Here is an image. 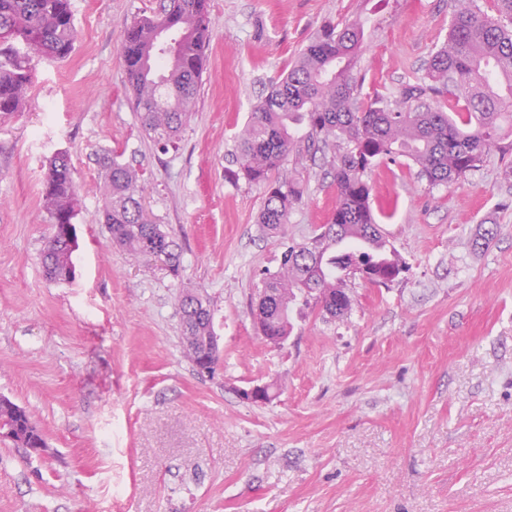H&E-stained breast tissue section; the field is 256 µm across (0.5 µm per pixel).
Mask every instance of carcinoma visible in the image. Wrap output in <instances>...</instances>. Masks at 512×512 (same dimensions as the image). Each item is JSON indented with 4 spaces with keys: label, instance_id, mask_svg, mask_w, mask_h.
I'll return each mask as SVG.
<instances>
[{
    "label": "carcinoma",
    "instance_id": "obj_1",
    "mask_svg": "<svg viewBox=\"0 0 512 512\" xmlns=\"http://www.w3.org/2000/svg\"><path fill=\"white\" fill-rule=\"evenodd\" d=\"M498 15L479 11L474 0H459L446 41L432 54L424 80L397 96L367 97L357 79L369 18L327 23L298 59L253 108L237 140V175L263 190L257 221L280 231L302 202L304 182L288 172L290 157L331 153L336 207L329 222L304 243L285 247L279 268L263 272L261 287L275 292L277 305L293 313L298 299L314 303L332 318L351 306L346 278L358 270L367 281L389 287L404 266L384 237L371 207L369 177L385 161L404 159L418 167L431 188L449 186L482 167L500 145L502 123L512 124V0H496ZM209 0H161L152 16L124 32L121 51L142 130L163 149H176L192 112L204 72L210 31ZM18 29L34 45L23 55L0 45V120L21 111L32 82L31 63L64 60L74 50L70 0H0V32ZM448 95V107L428 99ZM104 170L103 222L112 242L131 255L147 244L164 245L158 259L178 273L176 244L140 203L141 177L116 156L100 159ZM44 194L51 224L74 218L77 187L69 160L53 159ZM73 253L54 235L42 254L44 269L62 273ZM183 343L199 370L212 371L219 356L208 350L212 325L196 314L208 299L186 290L179 297ZM262 336L287 334L291 320L261 312ZM0 431L17 448H40L45 440L25 409L0 397Z\"/></svg>",
    "mask_w": 512,
    "mask_h": 512
}]
</instances>
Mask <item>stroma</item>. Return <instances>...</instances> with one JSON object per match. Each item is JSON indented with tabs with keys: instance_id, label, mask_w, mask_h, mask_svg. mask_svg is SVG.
Instances as JSON below:
<instances>
[{
	"instance_id": "1",
	"label": "stroma",
	"mask_w": 512,
	"mask_h": 512,
	"mask_svg": "<svg viewBox=\"0 0 512 512\" xmlns=\"http://www.w3.org/2000/svg\"><path fill=\"white\" fill-rule=\"evenodd\" d=\"M71 2L73 53L37 61L0 123V396L46 442L38 455L0 442V512H512V151L448 187L379 165L372 208L406 272L388 288L350 279L343 318L293 312L280 345L256 326V284L284 240L329 221L336 191L323 158L304 160V202L266 234L262 189L232 176L253 107L324 24L369 16L362 92L395 95L423 79L456 0H210L198 99L166 153L140 128L121 55L159 0ZM61 150L79 187L68 283L41 263ZM106 151L143 172L179 276L112 244ZM185 288L210 301L211 374L183 346ZM263 383L271 402L241 398Z\"/></svg>"
}]
</instances>
